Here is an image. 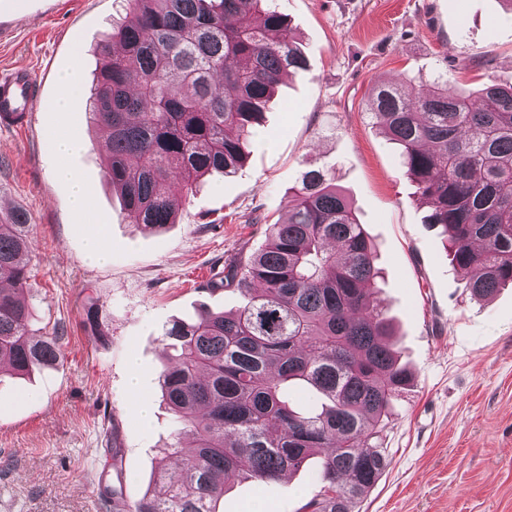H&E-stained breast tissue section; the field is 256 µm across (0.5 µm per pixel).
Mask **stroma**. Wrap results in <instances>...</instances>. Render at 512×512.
Masks as SVG:
<instances>
[{
    "instance_id": "obj_1",
    "label": "stroma",
    "mask_w": 512,
    "mask_h": 512,
    "mask_svg": "<svg viewBox=\"0 0 512 512\" xmlns=\"http://www.w3.org/2000/svg\"><path fill=\"white\" fill-rule=\"evenodd\" d=\"M307 54L265 112L253 151L231 177L193 189L172 182L176 222L153 232L131 222L106 178L108 143L86 109L61 113L59 76L91 86L96 48L121 0H0V70L35 78L26 123L0 129V207L32 226L28 297L37 334L65 330L63 359L28 377L0 370V512H105L153 488L174 425L158 375L162 333L201 308L235 312L224 285L232 260L260 250L288 217L303 170L332 165L337 185L373 239L378 298L412 386L384 420L390 461L355 512H512V287L471 297L452 270L398 147L368 115L370 94L433 72L470 92L512 82V8L506 0H276ZM83 143L69 165L91 190L109 257L84 255L85 231L68 185L55 177L56 132ZM137 375L138 392L128 388ZM151 419L142 423L141 404ZM170 476L178 459L167 458ZM320 489L311 459L285 483L232 481L220 512H302Z\"/></svg>"
}]
</instances>
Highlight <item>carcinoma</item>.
Listing matches in <instances>:
<instances>
[{"mask_svg":"<svg viewBox=\"0 0 512 512\" xmlns=\"http://www.w3.org/2000/svg\"><path fill=\"white\" fill-rule=\"evenodd\" d=\"M126 2L88 112L107 133L106 176L127 215L158 230L174 223L172 177L189 190L236 173L282 76L307 58L273 0ZM412 83L375 86L369 115L399 146L464 287L489 299L512 283V83L475 96L442 73L428 89ZM30 231L23 213L0 212V364L18 375L57 365L65 339L31 330ZM380 278L335 168L302 172L288 219L225 268L243 307L204 308L163 331L173 354L158 382L180 477L162 459L160 491L109 500L110 512H217L239 475L280 483L318 454L322 486L305 512H354L389 465L381 423L413 380L388 342Z\"/></svg>","mask_w":512,"mask_h":512,"instance_id":"cac0c4a2","label":"carcinoma"}]
</instances>
